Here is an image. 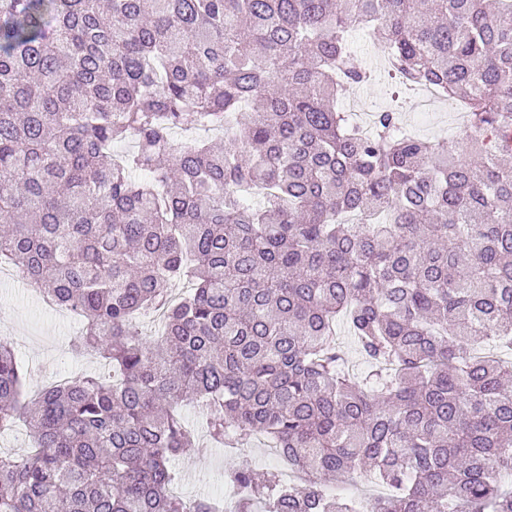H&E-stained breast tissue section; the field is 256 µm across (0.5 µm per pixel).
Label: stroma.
<instances>
[{"label": "stroma", "mask_w": 512, "mask_h": 512, "mask_svg": "<svg viewBox=\"0 0 512 512\" xmlns=\"http://www.w3.org/2000/svg\"><path fill=\"white\" fill-rule=\"evenodd\" d=\"M352 49L363 66L379 72L378 77L354 88L352 100L358 110H370L378 103L382 108L399 112L407 129L419 137L451 142L466 138V131L453 127L456 106L437 105L426 117L419 95L397 92L394 81L381 71L383 49L367 30L353 32ZM17 276L11 265H0V336L12 339L15 354L28 371L24 398H31L39 381L51 377L103 372L102 362L72 349L81 331L80 320L42 296L19 287ZM265 445V440L252 439L235 449L212 447L202 454L193 452L176 458L175 493L187 500L201 495L231 497L233 491L225 485L224 475L238 467L242 459H250L257 473L272 470V462L263 458Z\"/></svg>", "instance_id": "stroma-1"}]
</instances>
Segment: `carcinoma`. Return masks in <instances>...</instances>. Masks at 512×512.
<instances>
[{"mask_svg":"<svg viewBox=\"0 0 512 512\" xmlns=\"http://www.w3.org/2000/svg\"><path fill=\"white\" fill-rule=\"evenodd\" d=\"M358 27L474 134L348 125ZM203 124L224 148L176 146ZM510 130L512 0H0V261L117 372L25 402L0 338V435L36 442L0 455V512H359L322 486L365 466L394 489L373 512H512V363L469 348L512 350ZM194 401L213 441L262 434L305 482L243 464L220 504L172 494ZM336 331L339 336L340 346L345 354L347 366L349 369L357 377H361L367 374L370 371L369 364L358 353L354 339L350 336L346 325L342 322H339L337 324Z\"/></svg>","mask_w":512,"mask_h":512,"instance_id":"obj_1","label":"carcinoma"}]
</instances>
